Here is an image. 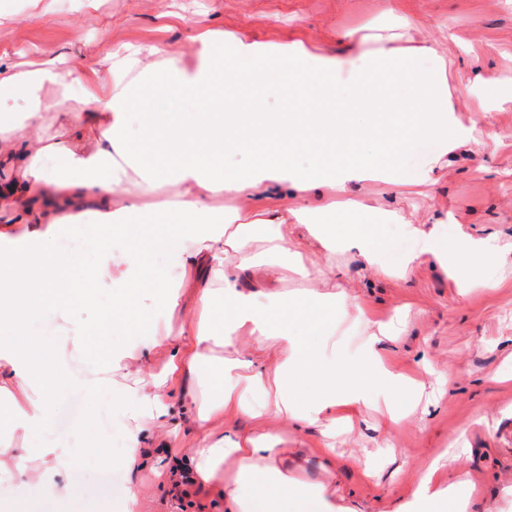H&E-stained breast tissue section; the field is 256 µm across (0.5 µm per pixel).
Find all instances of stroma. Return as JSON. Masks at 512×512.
<instances>
[{
	"label": "stroma",
	"mask_w": 512,
	"mask_h": 512,
	"mask_svg": "<svg viewBox=\"0 0 512 512\" xmlns=\"http://www.w3.org/2000/svg\"><path fill=\"white\" fill-rule=\"evenodd\" d=\"M47 12L32 16L27 0H0V59L20 61L62 55L97 65L123 42L162 43L182 54L195 50L193 35L220 27L262 40L299 39L311 50L337 57L351 67L354 57L341 33L354 32L363 50L380 40L400 46L389 0H45ZM405 13L419 20L412 46H428L444 59V80L457 117L471 131L466 154L435 169L434 182L412 187L400 205L412 219L437 216L441 237L460 231L512 239V0H403ZM498 76L503 86L474 96L480 76ZM95 287L94 298L66 314L47 312L25 333L48 348L64 342L71 324L87 331L114 293L97 272L93 249L75 252ZM337 289L366 301L373 319L391 321L401 310L410 316L401 336L383 341L385 358L399 370L430 382V370L447 373L427 407L397 426L381 427V415L363 409L352 428L337 429L336 456L323 466L311 448L319 433L298 430L280 419H266L288 450L283 464L295 479L336 490L354 512H393L433 462L448 482H463L473 512H512V261L500 270L501 284L491 292L461 293L441 268L423 265L410 279L371 281L356 253L337 256ZM113 347L127 350L149 371L166 369L172 348H146L145 339L126 328L110 330ZM111 395L56 387L46 431L36 443L72 449L76 464L66 473L69 500L31 486L27 505L34 512H126L124 489L143 492L137 512H225L224 502L199 483L175 472L192 442V425L134 467L123 461L124 430L111 422ZM92 436L106 443V457L86 447Z\"/></svg>",
	"instance_id": "35a3bbf8"
}]
</instances>
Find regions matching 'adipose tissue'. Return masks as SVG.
<instances>
[{"label":"adipose tissue","mask_w":512,"mask_h":512,"mask_svg":"<svg viewBox=\"0 0 512 512\" xmlns=\"http://www.w3.org/2000/svg\"><path fill=\"white\" fill-rule=\"evenodd\" d=\"M358 61L342 69L339 60L310 50L302 41H264L221 28L194 35L191 57L158 45L122 44L100 67L56 61L0 62V212L13 220L0 224V321L16 324L49 310L64 312L89 301L76 294L82 269L57 251V229L74 214H92L86 228L99 254L100 268L116 272L122 294L101 317L102 325L119 323L153 344L163 341L154 318L139 305V287L150 281L164 291L168 315L179 314L185 298L193 313L183 319L175 340V358L209 381L207 392L190 395L188 407L198 424L185 463L228 512H350L337 505L336 493L319 484L301 485L282 465V438L273 430L231 429L217 435L206 427L219 413L251 420H288L295 427L318 429L317 453L331 462L327 437L337 424H352L366 407L368 391L378 387L389 424L403 415L398 396L418 393V385L385 364L377 346L396 335L394 325L367 320L357 296L330 292L336 279V257L354 251L374 279H409L423 264L434 263L456 276L462 288L490 292L498 288L502 262L512 256V241L461 233L453 242L439 239V221L388 213L391 223L405 225L420 249L399 267L380 258L378 237L354 202L337 210L322 209L320 221L307 219L299 201L320 188L345 194L353 183H378L395 189L426 185L434 163L409 178L401 156L422 140L437 142L449 156L468 145L470 135L453 116L454 107L442 81L445 61L420 68L417 48L379 46L364 51L354 33H346ZM286 74L277 91L288 103L284 112H251L241 98L244 88L265 89L269 71ZM356 91L384 81L402 83L403 93L371 103L376 123L360 125L349 118L339 95V82ZM55 87L67 101L74 89L86 93L81 106L68 114L65 137L45 138V87ZM194 95L205 112L187 122L176 114L160 118L148 97ZM141 115V135L130 139L132 113ZM374 141L378 152L359 146ZM309 158L307 168L294 166L296 153ZM229 154H248L250 167L230 170ZM61 159L59 169L45 165ZM175 189V206L149 209L144 198L158 183ZM126 202L112 204L115 191ZM248 198L258 206L252 220L218 214L212 200ZM173 252L182 274L153 265L158 245ZM326 253L325 264L308 271L317 289L288 301L274 290L280 270L268 265L260 283L245 278L258 254L303 258ZM195 279H188V272ZM364 320L367 336L359 363L337 358L336 336L349 317ZM68 349L50 352L35 336L0 339V359L12 372L0 383L14 408L8 418L14 430L46 429L51 389L65 383L93 394L108 388L112 404L129 429L127 462H135L144 430L175 436L170 407L162 393L168 374L136 369L129 382L106 385L93 370H81L73 353L85 349L87 332L72 331ZM225 351L223 367H215L213 348ZM40 458V470L30 466ZM71 464L69 449L52 446L18 454L0 442V471L14 470L21 481L39 477L59 498L70 489L60 475ZM470 500L460 484L428 473L394 512H469Z\"/></svg>","instance_id":"obj_1"}]
</instances>
